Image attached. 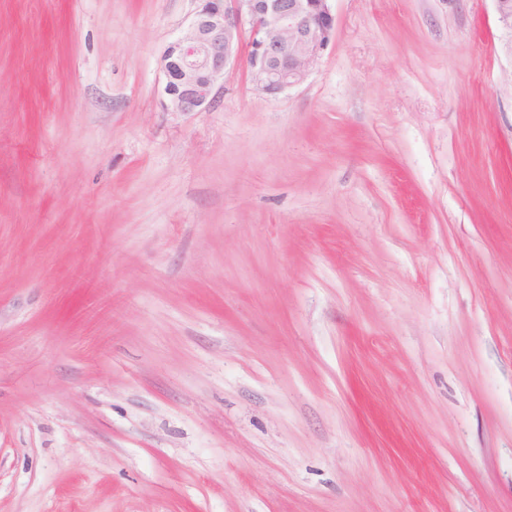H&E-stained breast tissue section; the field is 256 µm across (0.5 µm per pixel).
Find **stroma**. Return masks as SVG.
<instances>
[{
  "instance_id": "stroma-1",
  "label": "stroma",
  "mask_w": 512,
  "mask_h": 512,
  "mask_svg": "<svg viewBox=\"0 0 512 512\" xmlns=\"http://www.w3.org/2000/svg\"><path fill=\"white\" fill-rule=\"evenodd\" d=\"M198 0H0V512H512V50L334 0L164 106Z\"/></svg>"
}]
</instances>
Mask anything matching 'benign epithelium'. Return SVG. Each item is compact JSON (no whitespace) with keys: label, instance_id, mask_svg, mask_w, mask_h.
I'll list each match as a JSON object with an SVG mask.
<instances>
[{"label":"benign epithelium","instance_id":"7a95c632","mask_svg":"<svg viewBox=\"0 0 512 512\" xmlns=\"http://www.w3.org/2000/svg\"><path fill=\"white\" fill-rule=\"evenodd\" d=\"M184 35L161 57L173 112H205L234 66L255 89L277 96L302 84L336 39L333 0H201ZM512 45V0H494Z\"/></svg>","mask_w":512,"mask_h":512}]
</instances>
